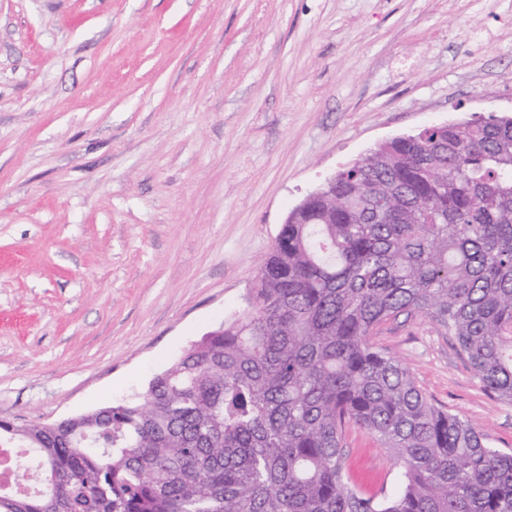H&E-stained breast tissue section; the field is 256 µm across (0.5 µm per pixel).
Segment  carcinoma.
<instances>
[{"mask_svg": "<svg viewBox=\"0 0 512 512\" xmlns=\"http://www.w3.org/2000/svg\"><path fill=\"white\" fill-rule=\"evenodd\" d=\"M401 316L455 337L512 403V117L432 125L339 170L282 225L248 306L148 388L53 427L0 422V512H512V451L428 401L373 336ZM357 427L401 469L353 488Z\"/></svg>", "mask_w": 512, "mask_h": 512, "instance_id": "1", "label": "carcinoma"}]
</instances>
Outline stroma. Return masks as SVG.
Listing matches in <instances>:
<instances>
[{
  "instance_id": "35a3bbf8",
  "label": "stroma",
  "mask_w": 512,
  "mask_h": 512,
  "mask_svg": "<svg viewBox=\"0 0 512 512\" xmlns=\"http://www.w3.org/2000/svg\"><path fill=\"white\" fill-rule=\"evenodd\" d=\"M512 116V0H0V419L145 391L247 306L288 213L378 144ZM421 392L512 448L454 337L383 325ZM345 472L392 492L350 428Z\"/></svg>"
}]
</instances>
